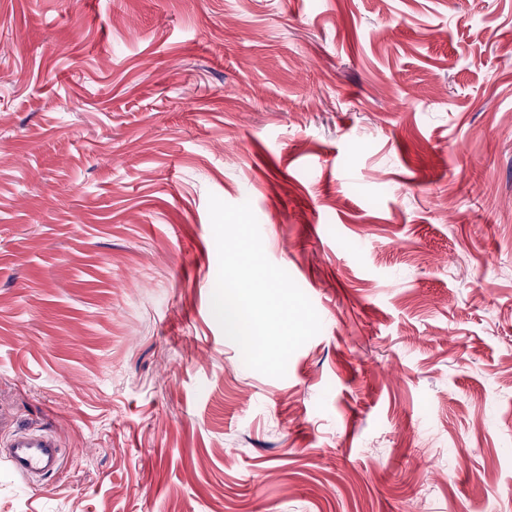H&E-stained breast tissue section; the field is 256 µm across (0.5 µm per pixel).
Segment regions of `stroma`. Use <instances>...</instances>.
<instances>
[{
  "label": "stroma",
  "instance_id": "obj_1",
  "mask_svg": "<svg viewBox=\"0 0 512 512\" xmlns=\"http://www.w3.org/2000/svg\"><path fill=\"white\" fill-rule=\"evenodd\" d=\"M250 203L320 332L212 311ZM0 512H512V0H0ZM64 448L60 436L42 429H24L13 435L1 462L29 485L36 479L58 474Z\"/></svg>",
  "mask_w": 512,
  "mask_h": 512
}]
</instances>
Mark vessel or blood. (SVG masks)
I'll use <instances>...</instances> for the list:
<instances>
[{
  "label": "vessel or blood",
  "mask_w": 512,
  "mask_h": 512,
  "mask_svg": "<svg viewBox=\"0 0 512 512\" xmlns=\"http://www.w3.org/2000/svg\"><path fill=\"white\" fill-rule=\"evenodd\" d=\"M64 450L57 433L42 429H24L13 435L0 463L23 482L58 474Z\"/></svg>",
  "instance_id": "b4317fda"
}]
</instances>
